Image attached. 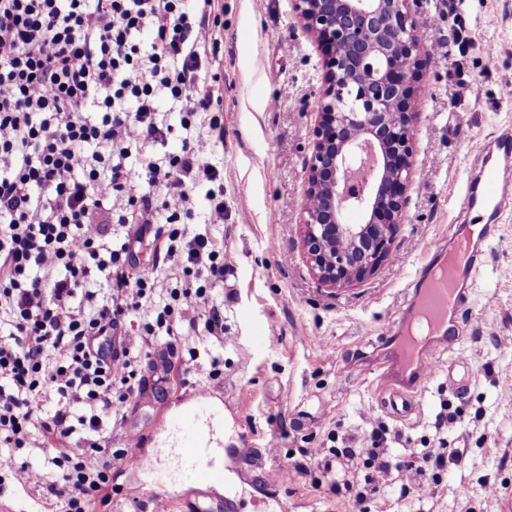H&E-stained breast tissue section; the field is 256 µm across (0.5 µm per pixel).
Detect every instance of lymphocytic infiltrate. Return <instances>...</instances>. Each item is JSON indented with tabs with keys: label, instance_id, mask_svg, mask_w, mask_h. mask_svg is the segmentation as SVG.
Segmentation results:
<instances>
[{
	"label": "lymphocytic infiltrate",
	"instance_id": "obj_1",
	"mask_svg": "<svg viewBox=\"0 0 512 512\" xmlns=\"http://www.w3.org/2000/svg\"><path fill=\"white\" fill-rule=\"evenodd\" d=\"M212 0H0V493L43 481L37 512H91L112 502V465L132 449H109L101 422L120 424L141 398V353L149 343L199 338L209 379L221 355L224 279L218 242L180 222L193 214L197 185L213 180L210 137L185 139L164 158L143 146L162 134L157 102L168 95L189 116L207 111L214 89L201 69L213 34ZM148 35L141 44L140 35ZM141 149L146 179L134 187L127 161ZM122 226L115 244L106 226ZM162 262L128 274L145 236ZM194 274L193 288L158 294L162 266ZM105 285L90 283L91 271ZM143 334L123 337L126 317ZM89 452L75 455L74 434ZM398 431L372 427L369 447L341 439L329 491L368 512L385 488L408 497L417 481L439 486L462 451L444 445L391 454ZM40 449L44 463L25 462Z\"/></svg>",
	"mask_w": 512,
	"mask_h": 512
}]
</instances>
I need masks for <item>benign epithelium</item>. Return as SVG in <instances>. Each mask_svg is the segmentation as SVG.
I'll return each instance as SVG.
<instances>
[{
	"label": "benign epithelium",
	"mask_w": 512,
	"mask_h": 512,
	"mask_svg": "<svg viewBox=\"0 0 512 512\" xmlns=\"http://www.w3.org/2000/svg\"><path fill=\"white\" fill-rule=\"evenodd\" d=\"M291 2L323 69L295 205L300 246L318 285L334 292L375 276L402 233L430 49L420 0ZM351 210L361 223L347 222Z\"/></svg>",
	"instance_id": "7a95c632"
}]
</instances>
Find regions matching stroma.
Masks as SVG:
<instances>
[{"label": "stroma", "mask_w": 512, "mask_h": 512, "mask_svg": "<svg viewBox=\"0 0 512 512\" xmlns=\"http://www.w3.org/2000/svg\"><path fill=\"white\" fill-rule=\"evenodd\" d=\"M421 23L448 42V53L431 56L416 109L417 176L406 223L391 262L366 282L336 293L320 288L299 244L297 215L315 93L322 84L319 53L297 25L290 0H215L209 24L215 40L202 56L219 99L198 113L197 132L211 134L216 182L196 191L195 224H203L206 193L223 191L224 227L215 230L224 251V365L208 390L188 360L187 340L146 349L141 370L166 381L145 398L127 402L123 422L106 427L112 449L140 437V449L157 457L166 476L173 512H352L325 484L331 435L359 434L365 417L400 430L401 445H436L434 422L456 413L464 428L448 433L449 447L464 449L461 465L449 466L439 492L420 482L411 498L387 488L378 512H512V210L489 217L466 209L463 198L475 155L490 158L512 180V99L500 94L512 81V0H425ZM494 55H487V47ZM181 103L161 97L158 124L164 141L146 152H179L186 132ZM495 224L494 242L473 282L457 324V344L441 353L451 374L430 379L404 420L380 407L375 370L397 329V311L425 254L448 242L459 224ZM276 336L267 338V324ZM205 403V420L224 425L229 448L264 449L277 437L279 454L262 464L284 473L278 485L239 460L222 463L227 482L204 485L177 457L174 434L161 421ZM303 448L321 449L314 477L291 463ZM321 488H313L312 478ZM107 512H151L154 477L117 467Z\"/></svg>", "instance_id": "stroma-1"}]
</instances>
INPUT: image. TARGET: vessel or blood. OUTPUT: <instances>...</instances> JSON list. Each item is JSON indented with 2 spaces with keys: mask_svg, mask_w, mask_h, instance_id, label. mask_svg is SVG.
Instances as JSON below:
<instances>
[{
  "mask_svg": "<svg viewBox=\"0 0 512 512\" xmlns=\"http://www.w3.org/2000/svg\"><path fill=\"white\" fill-rule=\"evenodd\" d=\"M467 202L485 203L497 213L511 210L512 182L502 179L497 169L482 168L481 192L469 195ZM480 262L468 236L461 231L449 257L426 259L420 267L416 276L420 287L402 312L407 334L400 343L399 368H383L379 375L384 409L399 408L407 414L415 411L417 390L435 371L426 349L453 342V319L465 295L462 283ZM166 428L177 434L181 461L196 469L202 482H223L224 470L215 462L218 450L213 446L214 433L203 426L200 412L184 411L167 422Z\"/></svg>",
  "mask_w": 512,
  "mask_h": 512,
  "instance_id": "b4317fda",
  "label": "vessel or blood"
}]
</instances>
